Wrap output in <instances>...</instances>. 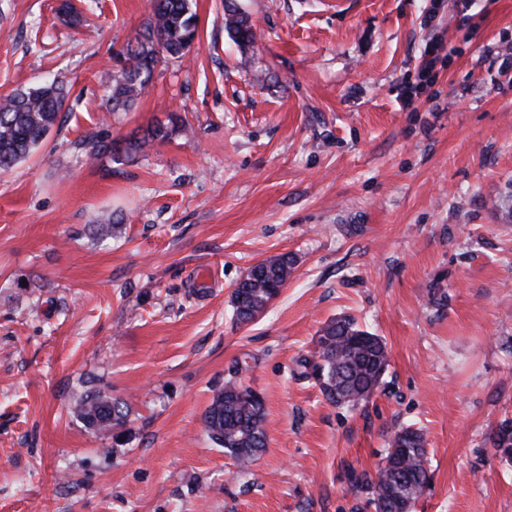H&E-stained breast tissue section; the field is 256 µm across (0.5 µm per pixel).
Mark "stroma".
I'll use <instances>...</instances> for the list:
<instances>
[{
  "label": "stroma",
  "instance_id": "obj_1",
  "mask_svg": "<svg viewBox=\"0 0 512 512\" xmlns=\"http://www.w3.org/2000/svg\"><path fill=\"white\" fill-rule=\"evenodd\" d=\"M59 3L0 0V96L49 75L71 89L0 172V512H356L352 471L411 424L430 475L411 512H512L491 443L512 418V0H240L245 53L224 0H192L187 60L126 112L103 81L150 0H85L76 28ZM173 114L188 133L88 162L90 139ZM284 253L287 285L236 323V283ZM339 315L389 356L353 408L294 375ZM235 372L268 413L242 475L204 425ZM91 387L127 405L120 437L70 414ZM237 0L224 1L225 28L236 45L242 50L252 46L256 40V32L249 14Z\"/></svg>",
  "mask_w": 512,
  "mask_h": 512
}]
</instances>
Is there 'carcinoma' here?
<instances>
[{
	"label": "carcinoma",
	"mask_w": 512,
	"mask_h": 512,
	"mask_svg": "<svg viewBox=\"0 0 512 512\" xmlns=\"http://www.w3.org/2000/svg\"><path fill=\"white\" fill-rule=\"evenodd\" d=\"M61 20L77 26L81 15L69 0L58 7ZM225 28L236 45L245 50L253 45L256 32L249 14L238 0H224ZM198 34L196 15L190 0H153L152 12L129 44L121 65L105 83L112 110L131 108L150 88L154 70L168 60H181L192 49ZM69 90L54 79L39 87L0 98V171L27 159L42 145L57 125ZM172 126L155 125L143 135L119 143L90 140L91 155L98 160L106 154L134 159L145 148L170 138L176 131L187 132L178 118ZM292 260L286 255L267 258L240 280L232 294L247 295L245 311L234 313L247 323L263 313L288 282ZM389 365L386 345L380 337L360 328L355 319L343 316L329 321L316 339L309 356L297 360L296 376L318 380L326 400L334 405H356L368 400ZM73 417L87 426L117 436L126 425L127 407L119 400L90 388L70 407ZM211 440L239 464L248 466L266 447L267 420L263 399L231 377L213 395L204 417ZM492 443L501 458L512 462V420L495 429ZM384 464L371 476L352 473L354 486L366 495L365 507L372 512H403L421 497L429 482L428 459L422 449L421 430L405 427L388 442Z\"/></svg>",
	"instance_id": "carcinoma-1"
}]
</instances>
